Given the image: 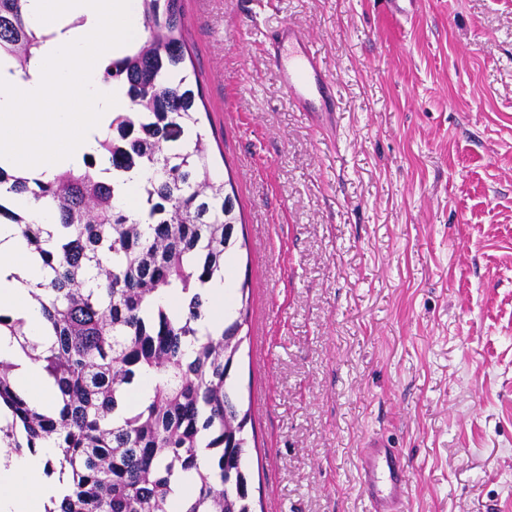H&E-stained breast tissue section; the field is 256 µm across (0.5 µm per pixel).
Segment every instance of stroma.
<instances>
[{
	"label": "stroma",
	"instance_id": "35a3bbf8",
	"mask_svg": "<svg viewBox=\"0 0 512 512\" xmlns=\"http://www.w3.org/2000/svg\"><path fill=\"white\" fill-rule=\"evenodd\" d=\"M199 131L248 283L235 389L262 512H365L388 437L407 512H512V0H183ZM302 27L336 111L287 102L262 34ZM358 486L368 500V512H403L407 496V466L398 448L373 435L358 452Z\"/></svg>",
	"mask_w": 512,
	"mask_h": 512
}]
</instances>
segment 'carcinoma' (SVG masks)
<instances>
[{
    "mask_svg": "<svg viewBox=\"0 0 512 512\" xmlns=\"http://www.w3.org/2000/svg\"><path fill=\"white\" fill-rule=\"evenodd\" d=\"M143 43L102 67L122 84L130 109L112 118L99 153L52 180L0 167V185L31 193L57 213L48 230L0 202V219L20 229L47 279L34 286L51 344L28 336L25 322L0 314V335L16 339L52 382L58 412L47 415L15 389L13 365L0 361V447L20 453L53 443L61 453L46 474L67 477L59 505L45 512H169L173 484L193 472L197 491L181 512H253L245 465L248 412L234 402L231 379L243 337V312L216 333L203 331L205 285L225 279L240 247L236 194L213 177L196 127L200 89L188 55L182 0H142ZM43 43L30 28L25 0H0V58L27 77ZM180 137L172 138L169 128ZM122 174L147 168L137 212L116 205ZM189 296L173 312L156 295ZM149 401L128 403L147 376ZM211 452L198 469L199 449Z\"/></svg>",
    "mask_w": 512,
    "mask_h": 512,
    "instance_id": "cac0c4a2",
    "label": "carcinoma"
}]
</instances>
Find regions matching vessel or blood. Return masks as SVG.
<instances>
[{"mask_svg": "<svg viewBox=\"0 0 512 512\" xmlns=\"http://www.w3.org/2000/svg\"><path fill=\"white\" fill-rule=\"evenodd\" d=\"M264 47L275 63L291 105L319 115L335 111L336 88L320 54L303 29L288 23L267 30ZM358 486L368 512H403L407 466L399 449L380 435L369 437L358 452Z\"/></svg>", "mask_w": 512, "mask_h": 512, "instance_id": "obj_1", "label": "vessel or blood"}]
</instances>
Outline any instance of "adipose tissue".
Here are the masks:
<instances>
[{
    "label": "adipose tissue",
    "instance_id": "ef3b65f1",
    "mask_svg": "<svg viewBox=\"0 0 512 512\" xmlns=\"http://www.w3.org/2000/svg\"><path fill=\"white\" fill-rule=\"evenodd\" d=\"M28 20L44 42L27 78L0 61V166L48 180L96 155L114 114L126 110L123 86L108 83L101 65L139 36V0H28ZM46 271L17 225L0 224V313L23 319L30 335L47 336L30 291ZM0 360L12 363L16 390L49 414L58 405L50 381L18 343L0 335ZM58 454L46 444L15 453L0 448V512H44L62 486L47 476Z\"/></svg>",
    "mask_w": 512,
    "mask_h": 512
}]
</instances>
